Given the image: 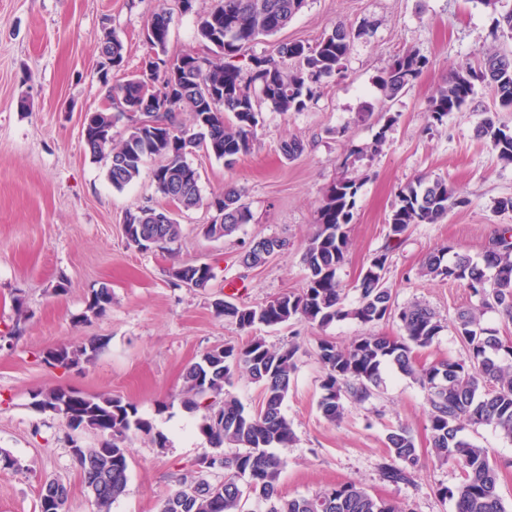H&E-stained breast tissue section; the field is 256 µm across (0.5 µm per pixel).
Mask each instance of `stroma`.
<instances>
[{"instance_id": "obj_1", "label": "stroma", "mask_w": 512, "mask_h": 512, "mask_svg": "<svg viewBox=\"0 0 512 512\" xmlns=\"http://www.w3.org/2000/svg\"><path fill=\"white\" fill-rule=\"evenodd\" d=\"M214 4L194 0L192 12H173L170 55L196 48L199 19ZM159 5L160 0H0V334L20 329L16 339L0 343V452L17 462L0 467V512H39L40 487L50 477L66 483L68 512H96L70 446L97 444L98 436L71 430L61 416L31 405L34 391L59 385L133 402L167 436L164 448L141 437L129 441L126 492L112 505V512H160L176 477L193 475L197 458L209 449L199 431L200 413L187 412L180 402L184 368L205 351L241 344L252 334L273 347L299 346L284 405L295 440L283 451L282 496H309L353 482L412 512H455L454 502L440 500L436 490L456 487L461 472L455 463L438 464L432 454L426 393L418 384L389 371L378 395L345 402L339 422L326 421L318 408L319 339L326 336L345 347L371 332L393 338L401 333L396 319L372 326L346 320L324 330L293 321L248 334L217 317L213 303L257 305L303 288V253L317 211L327 189L345 174L360 184L347 258L337 272L346 304L358 300L354 285L362 267L388 252L386 281L396 305H427L444 324L433 344L418 351V364L465 358L452 320L457 311L476 306V298L457 283L420 277L419 269L442 246L480 259L495 231L512 225V210L496 207L497 200L512 196V164L502 163L475 134L482 112L496 111L499 122L511 128L512 112L496 110L480 87L468 107L450 113L443 126L427 129L425 115L452 68L477 64L495 49H511L512 40L496 34L492 10L480 0H307L287 28L256 40L236 56V64L249 65L281 40L315 44L338 23L355 27L370 21L369 36L354 43L343 74L326 79L307 110L283 114L262 106L251 149L233 168L201 151L189 154L203 195L220 194L225 182H235L245 190L252 219L232 236L212 240L202 233L211 211L179 214L183 236L173 256L129 246L123 231L128 208L160 201L152 165L119 191L81 142L85 114L101 110L107 100L96 50L105 29L120 36L126 69L136 71L144 54L143 31ZM406 50L428 64L413 86L385 99L378 76ZM369 107L373 116L362 120ZM380 135L385 142L379 146ZM291 138L303 151L288 160L280 145ZM356 148L363 156L343 168ZM420 178L446 180L467 203L438 223L412 225L393 239L388 220L398 193ZM260 237L286 245L264 266H243L244 248ZM195 261L214 269L208 288L175 285L172 265ZM61 280L66 291L59 295L55 288ZM103 286L112 291L111 307L102 316L84 318L92 291ZM18 297L29 310L21 323L14 311ZM92 337L106 342L92 364L65 371L41 360L46 350L75 347ZM398 427L413 435L420 467L413 483L396 486L383 480L379 465L387 455L386 436ZM464 435L489 448L493 460L506 462L499 491L512 512V442L490 426Z\"/></svg>"}]
</instances>
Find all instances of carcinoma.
I'll return each mask as SVG.
<instances>
[{
    "mask_svg": "<svg viewBox=\"0 0 512 512\" xmlns=\"http://www.w3.org/2000/svg\"><path fill=\"white\" fill-rule=\"evenodd\" d=\"M183 2L163 0L152 15L150 22L159 25L160 34L153 42L156 60L149 63V69L140 68L112 86L108 72L98 70L100 80L108 86V105L98 113V119L112 128L133 112L132 100L165 81L166 72L160 68L164 64L179 70L181 76L173 96L157 99L156 111L171 115L186 112L190 124L174 122L169 128H159L166 136L164 141L154 139L147 127L129 126L118 138H84L82 143L93 158L105 162L108 179L117 190L135 181L147 161H158L153 179L161 197L177 198L182 212L223 206L224 238L251 221V212L243 202L244 191L228 181L221 194L204 198L199 172L187 161V155L201 150L232 167L250 151L260 124L261 105L269 104L282 113L307 109L320 93L324 79L342 72L351 46L366 33L368 24L356 28L339 24L313 45L282 43L276 54L256 58L244 70L230 59L259 37L281 32L306 0H216L198 23L201 56L197 58L188 52L176 57L168 52L173 11L189 12ZM481 2L491 9L494 28L512 39V9L499 11V0ZM98 53L99 58L112 63L113 71L125 70L124 44L115 31L104 33ZM426 65V59L416 53L396 56L378 78L383 95L397 97L419 78ZM478 83L490 89L500 108L512 111V53L493 51L476 67L451 70L448 82L430 101L427 127L443 125L449 113L466 106ZM477 133L492 144L502 161L512 163V131L497 121L496 113H483ZM357 191V181L348 178L327 190L318 209L317 228L305 246L304 288L258 306L219 299L214 303L215 315L247 333L260 325L276 327L291 321L324 329L346 319L377 324L396 316L402 330L397 338L368 334L346 348L319 340L317 359L323 369L319 411L332 423L340 421L345 401L369 400L383 388L384 371H398L427 393L435 458L440 463L453 461L462 471L461 483L454 489L439 488L438 496L455 501L456 512H506L498 492V464L492 461L489 449L462 438L461 432L469 427L492 426L512 441V347H507L497 331L481 324L486 309L512 321V228H502L479 261L466 253H453L448 246L427 256L421 276L457 282L478 299L479 305L458 311L453 321L457 335L465 342L466 358L421 367L416 362L417 351L431 346L444 325L425 305H395L386 281L387 253L374 255L362 269L355 285L357 304H345L337 270L347 255L346 227L353 219ZM463 204L447 181L420 179L399 193L389 220V236L399 237L413 224H434L448 210ZM157 216L156 205L127 210L123 231L128 243L140 250H148L158 241L168 247L177 243L182 236L181 224L173 216L159 224ZM283 247L284 241L275 237L254 240L242 263L248 268L263 266ZM172 278L180 285L206 288L215 273L209 264L179 263L172 267ZM111 305L112 291L102 286L92 292L82 318L100 316ZM103 347L100 339L91 338L75 348L50 349L42 359L68 370L93 363ZM297 353L294 344L271 348L253 336L242 345L209 349L185 367L181 404L190 412H202L199 430L212 455L224 457V469L211 474L202 470L191 480L176 478L160 512H250V500L264 506V512H406L398 503L375 498L354 483L330 485L309 497L287 499L279 493L284 460L272 449L288 448L294 441L283 405L297 368ZM236 376H246L262 386L258 408L250 411L226 392L225 387ZM32 399L44 412L64 418L73 415L71 429H89L99 435L95 446L71 448L96 512H111L112 503L126 490L127 440L143 436L158 448L168 442L135 404L119 397L59 386L38 391ZM386 444L388 457L379 464L381 476L395 485L412 483L420 457L410 431L403 427L392 430ZM226 447L235 451L227 453ZM68 496L62 480H45L39 512H66Z\"/></svg>",
    "mask_w": 512,
    "mask_h": 512,
    "instance_id": "obj_1",
    "label": "carcinoma"
}]
</instances>
